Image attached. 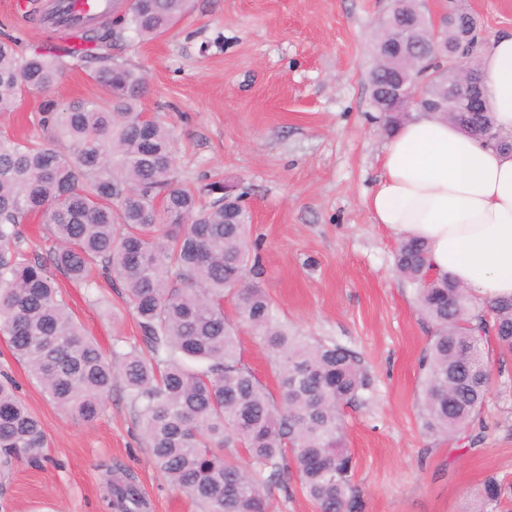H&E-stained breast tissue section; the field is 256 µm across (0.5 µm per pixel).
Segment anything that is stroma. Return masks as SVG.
<instances>
[{
	"label": "stroma",
	"mask_w": 512,
	"mask_h": 512,
	"mask_svg": "<svg viewBox=\"0 0 512 512\" xmlns=\"http://www.w3.org/2000/svg\"><path fill=\"white\" fill-rule=\"evenodd\" d=\"M390 0H194L152 41L117 44V62L146 72L141 108L170 126L183 178L230 180L245 191L259 236L260 278L301 335L354 351L371 385L344 410L362 512H467L486 477L512 484V357L492 356L480 414L457 435L425 433L421 359L432 327L412 283L397 275L398 238L364 205L387 137L371 101L373 42ZM485 36L512 30V0H467ZM20 53L43 40L17 0H0V39ZM42 94L0 116V133L44 139ZM55 279L87 334L141 342L123 289ZM47 433V459L0 472V512H105L104 471L129 469L148 512H197L154 466L121 385L97 420L56 406L0 337V372Z\"/></svg>",
	"instance_id": "obj_1"
}]
</instances>
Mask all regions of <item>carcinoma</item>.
I'll list each match as a JSON object with an SVG mask.
<instances>
[{
  "label": "carcinoma",
  "instance_id": "obj_1",
  "mask_svg": "<svg viewBox=\"0 0 512 512\" xmlns=\"http://www.w3.org/2000/svg\"><path fill=\"white\" fill-rule=\"evenodd\" d=\"M190 0H133L125 15L78 27L87 47H36L23 56L0 40V113L25 95L47 93L72 62L87 64L104 97L44 101L39 124L54 147L0 137V333L49 398L91 422L112 386L123 383L157 469L201 512H270L272 488L294 469L316 512H360L343 409L362 397L370 379L350 349L309 340L281 321L256 272L251 216L244 193L224 198V182H185L174 163L173 130L144 119L143 73L119 65L112 45L132 34L154 40L188 12ZM439 31L421 0H391L387 17L412 18L427 31L416 49L412 105L440 102L446 52L478 68L480 26L464 0H447ZM399 36L380 27L371 72V100L384 133L407 114L384 111L389 83L408 62L385 51ZM467 136L512 151L493 110L435 113ZM31 215L52 233L50 263L90 287L94 273L113 275L140 320L145 349L118 337L106 353L85 336L55 285L47 262L22 247L18 225ZM396 273L416 285L417 303L434 334L423 358L422 417L428 433L460 432L480 411L492 379L487 337L512 355V298L471 315L468 292L431 271L428 247L401 241ZM231 297L234 313L224 312ZM267 350L278 394L244 361L239 330ZM47 437L40 419L9 379L0 380V468L41 457ZM512 494L491 477L470 512H501ZM109 512H147L132 473L109 471Z\"/></svg>",
  "mask_w": 512,
  "mask_h": 512
}]
</instances>
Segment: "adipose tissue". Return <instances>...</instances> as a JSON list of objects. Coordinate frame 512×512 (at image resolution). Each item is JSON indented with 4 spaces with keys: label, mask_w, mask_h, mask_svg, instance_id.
<instances>
[{
    "label": "adipose tissue",
    "mask_w": 512,
    "mask_h": 512,
    "mask_svg": "<svg viewBox=\"0 0 512 512\" xmlns=\"http://www.w3.org/2000/svg\"><path fill=\"white\" fill-rule=\"evenodd\" d=\"M483 83L498 129L512 135V31L486 38ZM365 201L373 223L427 243L432 269L478 302L512 297V153L418 112L388 139Z\"/></svg>",
    "instance_id": "ef3b65f1"
}]
</instances>
